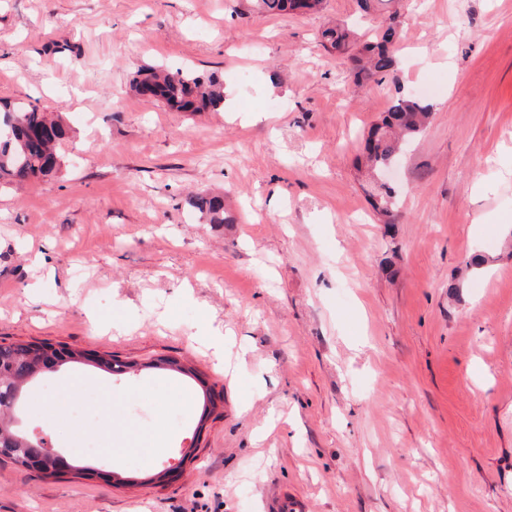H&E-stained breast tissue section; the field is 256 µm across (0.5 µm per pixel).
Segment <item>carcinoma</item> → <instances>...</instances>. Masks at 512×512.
<instances>
[{"label":"carcinoma","instance_id":"obj_1","mask_svg":"<svg viewBox=\"0 0 512 512\" xmlns=\"http://www.w3.org/2000/svg\"><path fill=\"white\" fill-rule=\"evenodd\" d=\"M260 13H311L320 9L323 0H251ZM396 16L388 18L386 27L374 40L358 43L347 26L322 32V46L354 63L359 82L378 85L396 67L394 45L399 38ZM152 82V97L177 112H208L224 106V88L210 73L141 69L133 78V89ZM431 118L430 105L420 99L398 100L371 127L363 149L364 166L370 176V199L375 212L384 223L393 222L398 193L394 186L378 181L379 175L398 156L401 143L420 135ZM66 129L48 118L46 112L33 105L15 108L5 102L0 107V185L24 181L55 173L60 165L59 145ZM207 224H225L224 197L201 195L190 201ZM37 343L0 345V362L14 365L9 373H0V424L13 418L20 407L16 392L38 358Z\"/></svg>","mask_w":512,"mask_h":512}]
</instances>
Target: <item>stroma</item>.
Masks as SVG:
<instances>
[{"label":"stroma","mask_w":512,"mask_h":512,"mask_svg":"<svg viewBox=\"0 0 512 512\" xmlns=\"http://www.w3.org/2000/svg\"><path fill=\"white\" fill-rule=\"evenodd\" d=\"M394 12V72L355 84L321 31ZM140 67L230 108L169 110ZM406 95L432 118L387 225L361 138ZM0 98L67 131L55 175L0 188V343L80 355L24 416L75 471L1 461L0 512H512V0H0ZM260 13H311L320 9L323 0H251ZM147 81L156 85L148 96L177 112H208L225 108L223 84L213 73L141 69L132 80L134 91L147 95L140 92V86ZM190 206L199 212L207 224H226L224 197L220 195H201L190 201Z\"/></svg>","instance_id":"stroma-1"}]
</instances>
